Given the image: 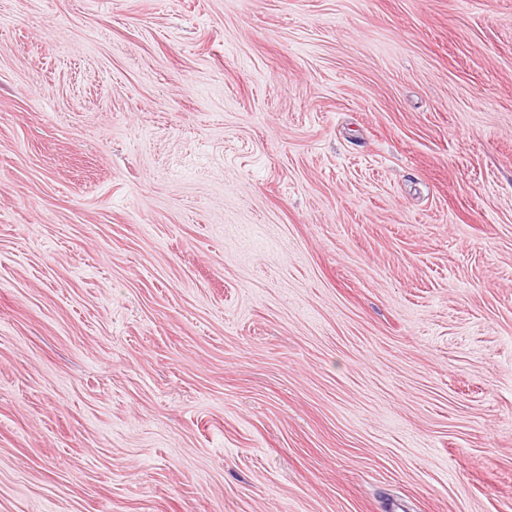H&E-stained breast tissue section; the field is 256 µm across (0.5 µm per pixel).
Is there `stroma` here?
<instances>
[{"label":"stroma","instance_id":"stroma-1","mask_svg":"<svg viewBox=\"0 0 512 512\" xmlns=\"http://www.w3.org/2000/svg\"><path fill=\"white\" fill-rule=\"evenodd\" d=\"M512 512V0H0V512Z\"/></svg>","mask_w":512,"mask_h":512}]
</instances>
